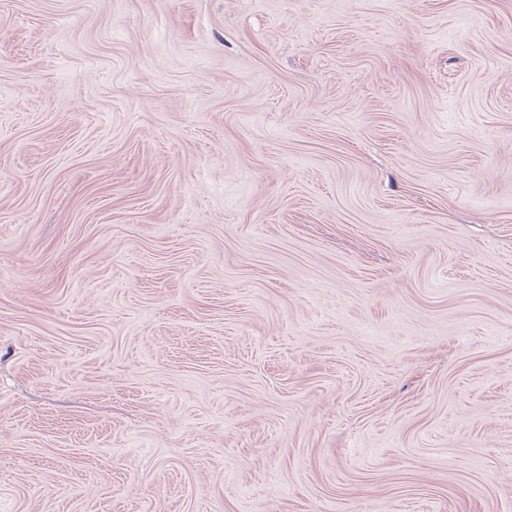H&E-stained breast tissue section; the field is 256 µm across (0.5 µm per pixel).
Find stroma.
<instances>
[{
  "instance_id": "stroma-1",
  "label": "stroma",
  "mask_w": 512,
  "mask_h": 512,
  "mask_svg": "<svg viewBox=\"0 0 512 512\" xmlns=\"http://www.w3.org/2000/svg\"><path fill=\"white\" fill-rule=\"evenodd\" d=\"M0 512H512V0H0Z\"/></svg>"
}]
</instances>
